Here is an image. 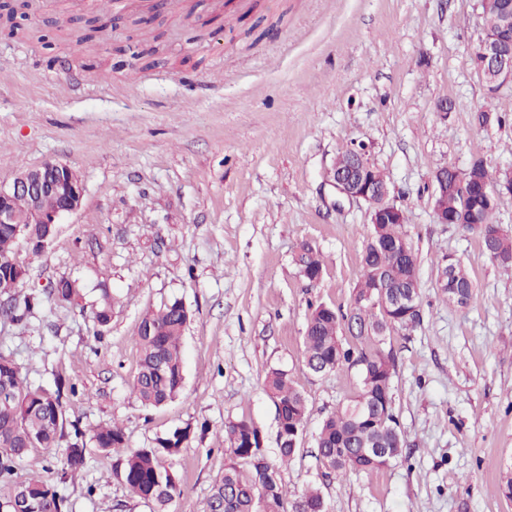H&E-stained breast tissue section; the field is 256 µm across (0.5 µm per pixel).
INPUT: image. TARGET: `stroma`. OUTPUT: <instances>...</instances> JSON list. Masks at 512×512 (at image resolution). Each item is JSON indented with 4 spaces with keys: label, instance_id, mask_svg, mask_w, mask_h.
<instances>
[{
    "label": "stroma",
    "instance_id": "obj_1",
    "mask_svg": "<svg viewBox=\"0 0 512 512\" xmlns=\"http://www.w3.org/2000/svg\"><path fill=\"white\" fill-rule=\"evenodd\" d=\"M94 9L35 0L31 29L0 26V186L53 162L82 178L75 212L41 253L15 250L28 271L18 295L78 283L71 303L43 301L14 321L0 315V353L27 384L68 385L69 420L86 432L119 423L130 449L191 426L161 461L182 493L168 512H210L224 474V427L245 421L263 438L293 512L308 487L326 512H512V272L484 252L478 229L437 223L434 175L483 157L512 169V88L489 94L469 58L481 0H205L193 17L168 9L107 42L72 52L56 23L86 32ZM155 50L143 69L138 54ZM451 111H440L441 101ZM494 116L481 121L479 111ZM364 145L406 216L421 288V319L387 331L396 359L392 408L403 455L345 479L316 458L323 419L359 392L357 370L317 376L302 360L310 308L350 313L362 275L370 207L327 179L339 152ZM315 244L323 273L310 282L293 256ZM453 256L474 292L448 304L437 267ZM113 302L97 332L93 307ZM191 314L184 388L162 406L131 392L143 314L173 301ZM308 399L294 458L280 465L270 369ZM57 447L31 450L15 478L56 484L65 512H153L94 446L59 479Z\"/></svg>",
    "mask_w": 512,
    "mask_h": 512
}]
</instances>
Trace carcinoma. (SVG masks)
<instances>
[{"label": "carcinoma", "instance_id": "carcinoma-1", "mask_svg": "<svg viewBox=\"0 0 512 512\" xmlns=\"http://www.w3.org/2000/svg\"><path fill=\"white\" fill-rule=\"evenodd\" d=\"M475 220L480 225H494L495 205L474 201ZM407 217L397 224H373L362 254V275L354 289V308L349 317L339 314L327 304L310 307L303 336V361L316 375H328L350 369L364 357L365 350L352 348L342 341V321H347L351 336L372 351H379L384 333L391 327L409 329L420 318H403L394 312L359 304L360 299L375 287L381 277L392 287L408 284L416 271V257L411 242L403 231ZM403 242L406 250L387 249L378 243ZM486 254L493 261L512 269V237L504 233L491 241L482 240ZM14 227L0 224V292L9 294L19 287L17 275L5 260L13 254ZM294 262L302 277L312 280L322 274L318 248L308 242L301 244ZM439 275H448L444 295L450 304H465L473 293V280L458 260L453 265L442 263ZM50 294L61 302H72L79 295L78 285L68 279L59 280ZM40 297L32 292L23 305H10L0 314L12 319L17 312L30 311ZM111 304L106 302L93 311V322L102 333L111 322ZM191 318L182 302L176 300L157 311L147 312L141 320L138 336L139 368L134 377L133 392L144 407L161 406L175 399L184 385L182 337ZM396 359L392 352L366 361L359 372V393L355 399L338 406L321 424L316 444L318 460L327 474L344 477L350 472L370 473L389 466L402 454L390 399ZM265 386L275 398L278 412V447L281 460L288 461L295 452L293 440L299 438L308 413L305 396L293 387L287 374L279 369L269 371ZM381 404L383 419L370 428L360 419L362 402ZM71 426L64 469L76 470L85 464V433L78 423L67 420L61 389L50 392L24 383L14 359L0 353V484L8 493L0 505L4 512H64L65 499L58 488L40 478L14 479L17 462L32 448H54ZM191 426L179 427L156 439L153 448L131 450L113 461L114 476L133 494L154 505V512H168V505L181 494L172 472L162 465L160 457L177 453L188 441ZM257 429L244 421L225 426L224 454L227 463L223 478L213 487L211 512H279L285 494L276 469L265 458L264 449L256 447ZM91 440L103 452L125 447L124 429L116 424L101 426ZM374 442L387 448L383 457L362 455V449ZM309 512H325L323 498L316 488L305 490L300 498Z\"/></svg>", "mask_w": 512, "mask_h": 512}]
</instances>
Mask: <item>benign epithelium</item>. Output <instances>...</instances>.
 I'll return each instance as SVG.
<instances>
[{
	"label": "benign epithelium",
	"mask_w": 512,
	"mask_h": 512,
	"mask_svg": "<svg viewBox=\"0 0 512 512\" xmlns=\"http://www.w3.org/2000/svg\"><path fill=\"white\" fill-rule=\"evenodd\" d=\"M512 28V0H498L494 21H485L475 50L477 61L475 70L488 90L496 93L512 86V42L507 43L493 35L492 30L503 31ZM374 166L364 147L352 148L351 161L345 168L334 167L329 179L336 191L355 200H363L370 205L371 223L396 224L401 211L390 199L388 184L380 183L371 177ZM436 190L433 196L434 215L439 224L448 223V168L435 172ZM455 188L461 190V210L470 208L475 194L489 204L498 203L504 193L512 194V172H504L500 180L490 185L475 177L457 172ZM49 192L58 200L52 209L41 206V198ZM25 194L31 198L29 213L18 216L12 208L15 196ZM83 197V185L80 176L72 168L55 163H45L29 169L18 176L8 188L0 186V224L16 225V234L24 235L27 224H55L57 219L77 210ZM403 293L391 294L379 287L377 294H367L365 299L382 310L400 308L406 313L420 309L415 288Z\"/></svg>",
	"instance_id": "1"
}]
</instances>
